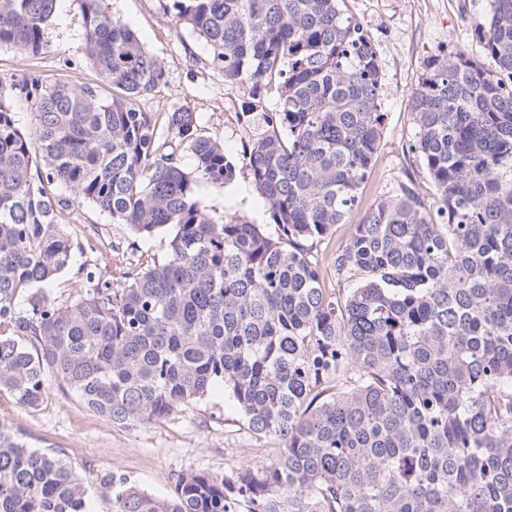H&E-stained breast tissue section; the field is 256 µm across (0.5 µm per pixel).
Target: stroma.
I'll return each instance as SVG.
<instances>
[{
    "label": "stroma",
    "instance_id": "35a3bbf8",
    "mask_svg": "<svg viewBox=\"0 0 512 512\" xmlns=\"http://www.w3.org/2000/svg\"><path fill=\"white\" fill-rule=\"evenodd\" d=\"M103 4L166 69V86L142 97L141 109L163 117L176 108H190L208 135L220 141L229 155L242 159L252 134L240 118L243 93L225 81L222 70L208 64L205 42L190 30L176 28L167 0H103ZM345 5L374 41L383 84L380 109L386 121L362 204L351 212L348 223L337 225L332 236L336 246L347 240L367 205L387 195L394 178L404 173L415 176L425 203L435 206L437 197L429 179L407 153L416 135L409 98L438 59L458 53L481 62L487 59L473 32L486 22L488 0H346ZM83 32L79 0H62L47 30V49L32 56L0 47V74L97 82L84 56ZM197 191L216 219L237 215L254 224L270 221L264 199L246 174L226 185L200 182ZM63 228L81 249L75 254L74 269L54 283L53 295L61 304L74 303L89 291L77 266L97 268L120 288L126 268L162 258L168 242L163 232L138 238L127 225L113 223L109 215L85 202H71ZM0 425L20 435L29 447L62 450L85 482L91 512H112V492L101 482L107 475L124 477L154 496L168 498L178 474L227 475L242 464L265 465L281 452L277 441L249 432L235 402L220 386L163 420L124 427L103 421L74 394L61 391L52 377L43 401L35 407L1 391Z\"/></svg>",
    "mask_w": 512,
    "mask_h": 512
}]
</instances>
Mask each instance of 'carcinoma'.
<instances>
[{"label": "carcinoma", "mask_w": 512, "mask_h": 512, "mask_svg": "<svg viewBox=\"0 0 512 512\" xmlns=\"http://www.w3.org/2000/svg\"><path fill=\"white\" fill-rule=\"evenodd\" d=\"M58 0H0V47L38 55ZM97 84L0 76V391L35 407L47 374L104 421L151 423L229 390L248 429L283 453L229 475L181 473L158 499L109 476L112 512H512V4L477 30L489 68L458 53L412 92L408 147L435 188L395 178L360 203L386 113L380 67L344 0H168L176 26L247 94L243 167L273 231L217 223L205 180L240 166L188 108L138 100L162 63L101 0H80ZM276 90L279 108L258 109ZM34 103L22 131L14 102ZM193 170L182 164V151ZM57 184L165 255L124 287L87 265L89 296L58 303L72 263ZM0 512H89L63 453L0 427Z\"/></svg>", "instance_id": "carcinoma-1"}]
</instances>
